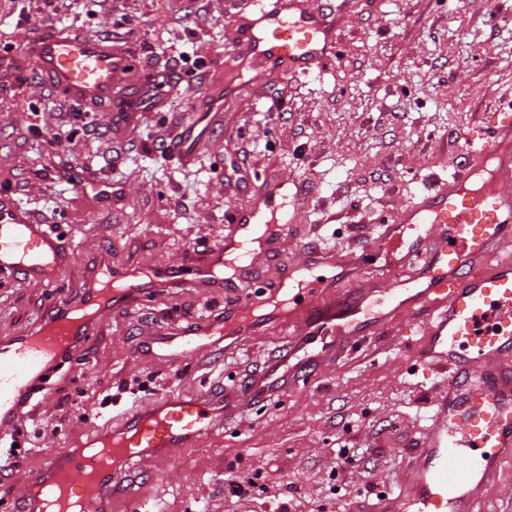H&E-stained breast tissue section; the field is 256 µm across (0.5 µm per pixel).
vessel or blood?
<instances>
[{
  "instance_id": "obj_1",
  "label": "vessel or blood",
  "mask_w": 512,
  "mask_h": 512,
  "mask_svg": "<svg viewBox=\"0 0 512 512\" xmlns=\"http://www.w3.org/2000/svg\"><path fill=\"white\" fill-rule=\"evenodd\" d=\"M336 8L310 10L308 0H248L241 10L234 58L249 70L256 94L273 77L324 71L340 55ZM46 79L63 100L137 112L126 92L130 53L58 27L39 26L12 57ZM214 90L194 122L165 150L192 157L209 135L221 96ZM461 171L399 207L374 234L385 248L336 253L305 244L271 287L254 286L257 260L279 254L282 240L308 206L299 181L267 176L234 205L224 237L177 264L146 270L99 257L83 266L75 303L49 297L33 326L0 341V419L21 423L20 397L43 385L66 353L109 316L134 314L166 288H221L235 304L184 327L159 330L146 343L171 361L211 352L226 339L263 333L268 320L292 331L287 347L246 388L257 397L298 388L321 366L378 335L398 319L421 324V364L448 373L433 400L431 423L403 462L404 489L352 504L350 512H477L502 463L512 460V104L464 146ZM78 264L65 237L40 223L11 192L0 193V277L50 287ZM353 285L345 292L343 282ZM223 392L170 395L113 419L56 451L23 479L15 512H112L114 493L135 465L157 463L156 479L175 449L193 448L223 431L233 415Z\"/></svg>"
}]
</instances>
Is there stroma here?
<instances>
[{
    "instance_id": "obj_1",
    "label": "stroma",
    "mask_w": 512,
    "mask_h": 512,
    "mask_svg": "<svg viewBox=\"0 0 512 512\" xmlns=\"http://www.w3.org/2000/svg\"><path fill=\"white\" fill-rule=\"evenodd\" d=\"M235 0H0V54L27 38L28 17L112 39L136 62L137 88L166 75L162 105L132 121L32 91L27 71L0 72V190L61 232L78 264L56 293L78 300L82 267H161L224 236V213L263 174L314 192L291 236L289 260L312 243L381 248L375 224L434 180L460 170L466 137L512 95V0H348L338 17L341 57L309 76L274 78L266 97L225 68L235 53ZM231 81L214 131L191 161L162 151L205 93ZM61 145H51V135ZM84 174V186L74 184ZM51 289L0 279V337L30 327ZM209 288H169L143 312L88 336L79 370L52 374L26 423L23 472L0 473V512H14L21 475L112 417L168 395L224 388L238 413L222 436L176 452L166 479L135 475L128 490L162 512H347L396 488L401 464L430 423L445 377L418 366L424 336L402 321L324 366L307 387L263 399L242 386L287 345V328L230 349L162 362L144 357L160 326L186 324L235 303ZM353 455L335 464L338 449ZM261 472L267 491L237 498L224 480ZM293 482L292 497L283 485Z\"/></svg>"
}]
</instances>
